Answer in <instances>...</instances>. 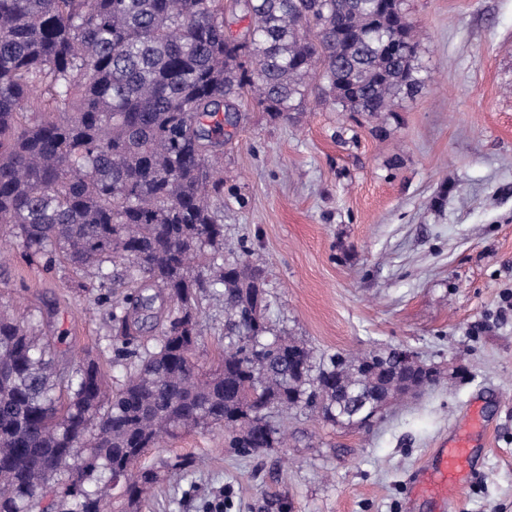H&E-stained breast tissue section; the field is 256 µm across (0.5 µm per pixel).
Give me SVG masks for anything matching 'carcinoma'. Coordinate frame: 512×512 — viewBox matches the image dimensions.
Masks as SVG:
<instances>
[{
	"mask_svg": "<svg viewBox=\"0 0 512 512\" xmlns=\"http://www.w3.org/2000/svg\"><path fill=\"white\" fill-rule=\"evenodd\" d=\"M0 0V224L28 258L97 281L115 360L69 369L0 309V512H141L161 473L148 448L222 426L246 453L279 448L274 421L338 423L399 389L388 353L318 357L253 317L262 269L224 258L214 162L246 91L288 116L319 77L346 112H390L423 86L401 0ZM224 299L217 366L194 358L199 297ZM120 475V484L113 483Z\"/></svg>",
	"mask_w": 512,
	"mask_h": 512,
	"instance_id": "carcinoma-1",
	"label": "carcinoma"
}]
</instances>
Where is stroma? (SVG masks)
Wrapping results in <instances>:
<instances>
[{
	"label": "stroma",
	"instance_id": "35a3bbf8",
	"mask_svg": "<svg viewBox=\"0 0 512 512\" xmlns=\"http://www.w3.org/2000/svg\"><path fill=\"white\" fill-rule=\"evenodd\" d=\"M424 87L382 114L311 102L274 119L248 106L227 137L224 253L266 276V319L316 353L412 348L442 377L366 427L303 415L286 447L245 453L218 428L148 449L166 475L143 512H433L409 478L482 400L492 421L479 476L444 512H512V0H402ZM94 295L67 268L0 263L20 305L70 358L125 369ZM197 355L224 350V301L202 299Z\"/></svg>",
	"mask_w": 512,
	"mask_h": 512
}]
</instances>
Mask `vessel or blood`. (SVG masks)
I'll list each match as a JSON object with an SVG mask.
<instances>
[{"label":"vessel or blood","instance_id":"obj_1","mask_svg":"<svg viewBox=\"0 0 512 512\" xmlns=\"http://www.w3.org/2000/svg\"><path fill=\"white\" fill-rule=\"evenodd\" d=\"M484 419H476L459 430L441 448L435 450L427 466L410 479L413 496L442 506L448 497L463 484L470 482L477 474L476 443L487 429Z\"/></svg>","mask_w":512,"mask_h":512}]
</instances>
